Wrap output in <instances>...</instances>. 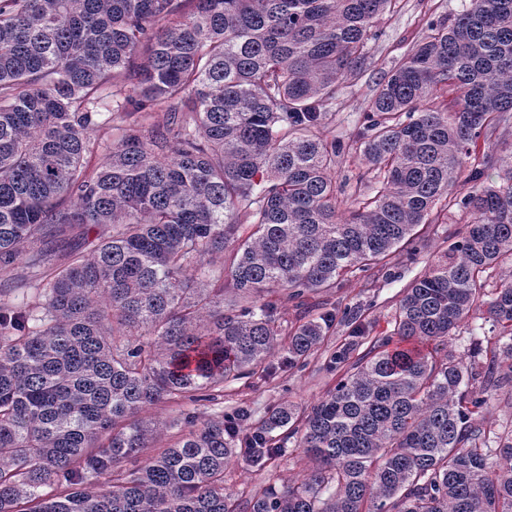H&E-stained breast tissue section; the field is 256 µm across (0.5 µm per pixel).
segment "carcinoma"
Returning a JSON list of instances; mask_svg holds the SVG:
<instances>
[{
  "mask_svg": "<svg viewBox=\"0 0 512 512\" xmlns=\"http://www.w3.org/2000/svg\"><path fill=\"white\" fill-rule=\"evenodd\" d=\"M392 2L0 0V272L26 270L0 278V512H237L225 463L275 459L284 427L311 472L249 512H512V428L475 422L512 373V275L485 359L429 348L512 256V154L489 182L478 150L512 121V0L429 21L386 74L356 133L378 187L343 216L342 144L316 128ZM109 129L110 150L92 135ZM442 200L470 213L465 235L404 289L389 335L351 314L331 359L349 367L309 411L244 434V409L184 413L174 442L117 468L160 437L143 413L217 402L279 350L292 366L335 319L284 346L254 298L387 268ZM226 281L246 304H224Z\"/></svg>",
  "mask_w": 512,
  "mask_h": 512,
  "instance_id": "1",
  "label": "carcinoma"
}]
</instances>
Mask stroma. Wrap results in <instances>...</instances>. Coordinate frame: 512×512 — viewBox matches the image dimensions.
I'll return each instance as SVG.
<instances>
[{"label":"stroma","mask_w":512,"mask_h":512,"mask_svg":"<svg viewBox=\"0 0 512 512\" xmlns=\"http://www.w3.org/2000/svg\"><path fill=\"white\" fill-rule=\"evenodd\" d=\"M464 0H397L390 11L377 22L379 38L367 44V64L362 74L341 81L336 99L325 114L318 131L336 138L344 149L336 159L332 176L338 187L340 211L354 205L358 193H371L375 186L374 170L361 159V150L354 139L369 100L379 81L428 32L427 18L448 20L461 10ZM471 221L461 208L448 211L445 223L431 224L425 230V244L415 261H407L403 252L392 257L390 272L371 269L345 278L338 287L311 292L302 300L287 299L280 289L264 293L263 298L278 304L277 316L284 332H291L320 313H335L336 320L321 346L303 362L287 366L281 357H274L272 374H255L224 387V414L234 415L245 408L251 413V423H258L268 411L281 405H293L297 410L310 408L332 390L338 378L328 362L332 353L347 342L350 328L342 314L346 310L359 312L368 336H384L392 329V317L406 285L425 272L449 247L460 240ZM478 334H471V327ZM498 339L497 330L486 313L484 301H477L465 322L444 344L445 351L465 356L475 348H486ZM285 451L271 464L259 466L245 455L231 458L224 469V493L236 504H245L253 495L269 485L297 484L308 473V463L295 439L286 430H279Z\"/></svg>","instance_id":"stroma-1"}]
</instances>
